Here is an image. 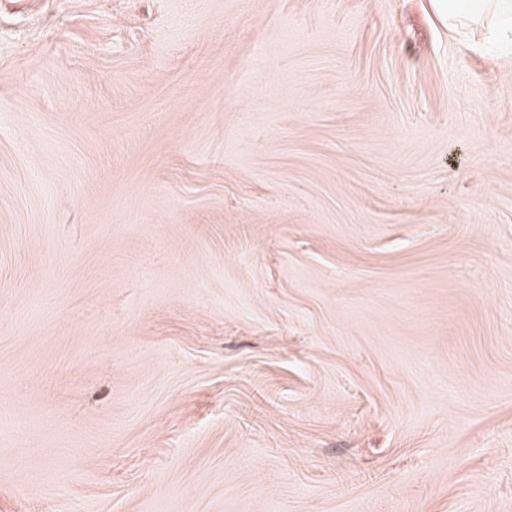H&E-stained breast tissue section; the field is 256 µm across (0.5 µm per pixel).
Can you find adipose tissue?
<instances>
[{"label":"adipose tissue","instance_id":"1","mask_svg":"<svg viewBox=\"0 0 512 512\" xmlns=\"http://www.w3.org/2000/svg\"><path fill=\"white\" fill-rule=\"evenodd\" d=\"M449 26H485L490 35L502 37L512 33V0H435Z\"/></svg>","mask_w":512,"mask_h":512}]
</instances>
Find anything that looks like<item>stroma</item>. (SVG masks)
<instances>
[{
  "mask_svg": "<svg viewBox=\"0 0 512 512\" xmlns=\"http://www.w3.org/2000/svg\"><path fill=\"white\" fill-rule=\"evenodd\" d=\"M433 0H0V512H512V53Z\"/></svg>",
  "mask_w": 512,
  "mask_h": 512,
  "instance_id": "35a3bbf8",
  "label": "stroma"
}]
</instances>
